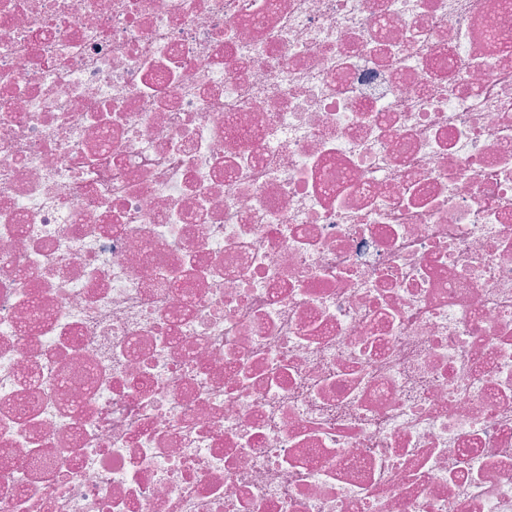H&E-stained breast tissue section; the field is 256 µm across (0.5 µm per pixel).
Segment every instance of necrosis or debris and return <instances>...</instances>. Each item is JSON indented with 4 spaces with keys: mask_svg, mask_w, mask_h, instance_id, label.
I'll list each match as a JSON object with an SVG mask.
<instances>
[{
    "mask_svg": "<svg viewBox=\"0 0 512 512\" xmlns=\"http://www.w3.org/2000/svg\"><path fill=\"white\" fill-rule=\"evenodd\" d=\"M0 512H512V0H0Z\"/></svg>",
    "mask_w": 512,
    "mask_h": 512,
    "instance_id": "1",
    "label": "necrosis or debris"
}]
</instances>
